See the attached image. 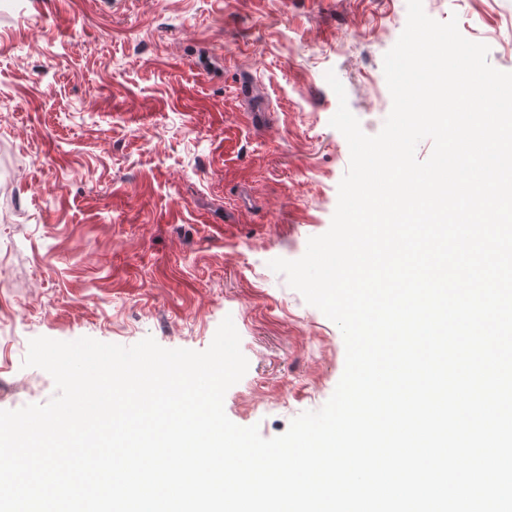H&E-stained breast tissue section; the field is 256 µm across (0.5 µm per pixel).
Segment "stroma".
Listing matches in <instances>:
<instances>
[{
  "label": "stroma",
  "mask_w": 512,
  "mask_h": 512,
  "mask_svg": "<svg viewBox=\"0 0 512 512\" xmlns=\"http://www.w3.org/2000/svg\"><path fill=\"white\" fill-rule=\"evenodd\" d=\"M423 8L512 72V0ZM406 22L407 0H0V410L55 393L33 338L203 351L227 317L234 423L320 409L343 336L269 263L329 229L349 167L327 72L378 134Z\"/></svg>",
  "instance_id": "35a3bbf8"
}]
</instances>
